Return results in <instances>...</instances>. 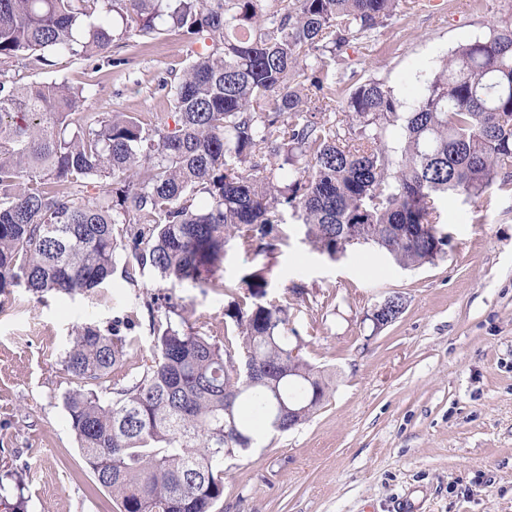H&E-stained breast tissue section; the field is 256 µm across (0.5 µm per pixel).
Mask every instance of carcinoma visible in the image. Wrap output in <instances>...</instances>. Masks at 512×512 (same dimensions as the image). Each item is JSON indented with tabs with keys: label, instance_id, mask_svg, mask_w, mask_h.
<instances>
[{
	"label": "carcinoma",
	"instance_id": "1",
	"mask_svg": "<svg viewBox=\"0 0 512 512\" xmlns=\"http://www.w3.org/2000/svg\"><path fill=\"white\" fill-rule=\"evenodd\" d=\"M421 4L0 0V293H85L127 249L164 279L222 287L228 240L273 252L288 208L322 254L365 237L404 268L445 256L437 200L480 197L512 167V15L459 45L406 110L377 79L345 85V47ZM149 35L200 46L158 81L171 129L126 112L85 122V88L24 83L15 69L93 62ZM334 102L346 124L316 121ZM90 187L98 196L87 199ZM399 224L421 228L409 239ZM268 274L230 288L237 340L168 323L112 399L83 386L65 396L82 458L117 512H218L224 461L326 401L320 370L291 356L306 341L288 329V303L265 300ZM130 350L120 330L85 324L63 366L89 383ZM4 491L0 482L5 512H24L22 476L15 501Z\"/></svg>",
	"mask_w": 512,
	"mask_h": 512
}]
</instances>
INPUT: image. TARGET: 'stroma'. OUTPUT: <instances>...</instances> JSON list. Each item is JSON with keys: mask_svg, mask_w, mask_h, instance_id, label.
Here are the masks:
<instances>
[{"mask_svg": "<svg viewBox=\"0 0 512 512\" xmlns=\"http://www.w3.org/2000/svg\"><path fill=\"white\" fill-rule=\"evenodd\" d=\"M510 14L507 0H440L380 29L372 49L349 46L345 64L409 106L460 44ZM186 51L166 37L113 47L128 60L120 70L65 57L20 74L85 87L91 116L127 112L154 125L171 118L158 80L181 71ZM439 207L448 252L411 268L369 245L330 260L291 218L272 255L227 245L225 286L270 264L267 297L289 301L304 355L331 386L306 423L225 461L223 512H512V180L474 200L448 195ZM395 293L403 313L374 329L370 308ZM154 296L172 309L149 307ZM229 301L223 288L162 280L124 251L90 292L0 294V476L26 472L28 512H116L64 407L77 386L62 367L75 328L127 326L132 350L116 376L128 381L158 325L185 320L217 339L232 334Z\"/></svg>", "mask_w": 512, "mask_h": 512, "instance_id": "1", "label": "stroma"}]
</instances>
